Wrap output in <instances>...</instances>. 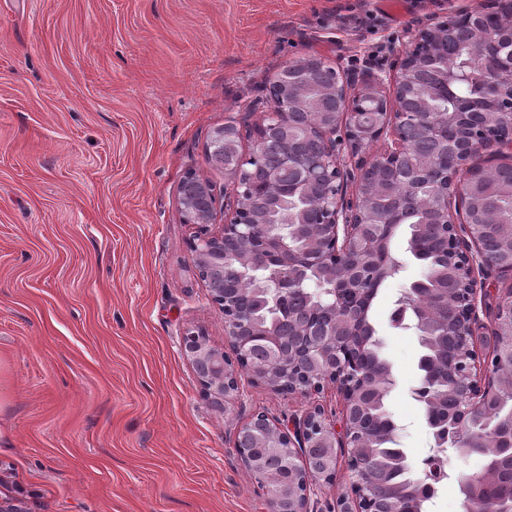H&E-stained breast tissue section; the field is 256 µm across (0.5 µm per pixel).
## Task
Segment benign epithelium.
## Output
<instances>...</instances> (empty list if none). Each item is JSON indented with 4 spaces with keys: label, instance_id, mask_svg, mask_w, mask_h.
I'll use <instances>...</instances> for the list:
<instances>
[{
    "label": "benign epithelium",
    "instance_id": "1",
    "mask_svg": "<svg viewBox=\"0 0 512 512\" xmlns=\"http://www.w3.org/2000/svg\"><path fill=\"white\" fill-rule=\"evenodd\" d=\"M471 15L461 10L431 27L409 31L408 42L398 50V68L390 77L392 90H383L385 78L368 73L362 84L355 85L323 60L308 56L283 68L269 84L271 111L250 130L252 147L245 153L240 149L242 134L234 123L217 129L210 140L209 163L224 170L230 177L232 193L219 195L209 180L191 172L179 188V204L184 222L198 226L189 246L200 279L208 288L212 303L224 315V335L230 340L234 357L213 346L208 337L191 331L183 338V350L191 361L202 393L214 406L230 411L240 396V375L246 372L255 382L290 395H311L332 383L342 398L340 423L327 419L316 408L298 421L290 433L263 414L240 425L235 448L245 466L253 473L262 471L261 464L248 457L243 444L252 431H260L271 448L288 449L289 457L301 460L298 482L283 487L261 483L271 498L272 512H308V493L316 482L334 479L336 448L347 449L351 474V494L340 501V512H371L372 499L366 493L370 477L358 455L362 435L357 419V393L353 381H364L337 359L353 345L355 338L365 335L366 309L352 308L336 295L332 312L342 317L341 324L331 323L317 341L301 349L303 365L293 359L278 363V377L271 379L267 364L246 361L247 337L255 334L258 326L238 311L228 295L224 294V269L233 265L254 262L259 253L264 258L284 267L275 281H263L254 287L257 294H265L280 308L288 307V296L297 292L301 280L311 270L326 276L338 288L359 291L368 274L360 262L370 257L380 241L370 231L372 224H399L408 215V209L389 199L379 200L371 209H365L363 199L372 171L382 165L389 169L398 166L407 146L413 113L407 107V96L412 88V73L422 61L421 48L431 36L448 31L457 21ZM477 44L484 55L483 63L502 74L495 81H478L474 75L448 62L434 69V80L428 94L446 96L459 86L468 85L473 94L467 101L487 115V125H512V36L486 41L478 35ZM303 120L316 143L310 154L288 150L280 156L281 164L297 170L302 184L319 189V196L311 206L300 209L293 219L276 223L280 209L288 206L292 196L304 198L290 186L277 198L276 205L259 212L252 208L249 196L252 186L248 181V165L258 161L275 139L291 142L290 128ZM342 137H337L338 133ZM389 137L384 148L369 161L359 160L357 190L358 203L346 200L347 179L350 172L344 168L337 146L346 143L351 155L356 156L366 145ZM503 144L489 136L486 130L472 127L463 138L449 148L455 158L454 166L442 174L435 193L425 201L431 210L433 223L439 225L448 240L449 261L466 276L467 288L460 298L458 324L461 326L458 364L448 373V388L459 394V405L466 412L478 410L496 397L499 378L494 370L482 374L476 370L475 295L477 280L475 267L500 269L490 265L484 255L480 235L474 231L475 220L469 215L468 194L473 182L482 176L484 168L470 164L473 157L485 153L491 157L502 155ZM464 215L467 238L460 237L457 216ZM411 305L422 322L430 320L426 301L419 288L408 292ZM494 329L492 339H498L503 323L512 325V289L491 309Z\"/></svg>",
    "mask_w": 512,
    "mask_h": 512
}]
</instances>
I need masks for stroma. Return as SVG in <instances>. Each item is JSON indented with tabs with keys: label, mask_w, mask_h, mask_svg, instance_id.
Instances as JSON below:
<instances>
[{
	"label": "stroma",
	"mask_w": 512,
	"mask_h": 512,
	"mask_svg": "<svg viewBox=\"0 0 512 512\" xmlns=\"http://www.w3.org/2000/svg\"><path fill=\"white\" fill-rule=\"evenodd\" d=\"M487 0H0V504L36 490L37 512H271L244 467L238 426L257 413L293 428L341 417L334 385L304 397L240 377L235 412L212 406L182 344L201 330L228 349L224 316L193 265L179 187L216 189L213 130L271 109L265 90L289 63L318 56L342 73L392 74L410 24ZM400 228L402 263L369 317L396 378L388 408L410 467L431 431L413 394L419 338L392 320L423 276ZM476 366L489 367L485 310L512 274L476 273ZM476 458L448 457L433 512H462ZM348 454L310 512H338Z\"/></svg>",
	"instance_id": "1"
}]
</instances>
